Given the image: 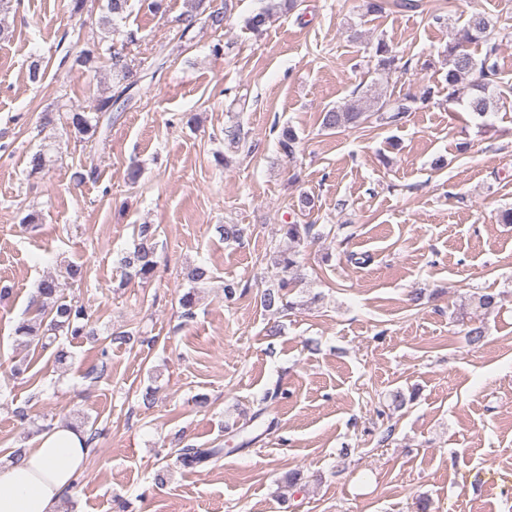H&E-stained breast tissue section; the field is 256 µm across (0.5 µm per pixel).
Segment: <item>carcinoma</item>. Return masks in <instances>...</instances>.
Masks as SVG:
<instances>
[{"label": "carcinoma", "instance_id": "cac0c4a2", "mask_svg": "<svg viewBox=\"0 0 512 512\" xmlns=\"http://www.w3.org/2000/svg\"><path fill=\"white\" fill-rule=\"evenodd\" d=\"M129 7V0H105L103 6L102 26L104 36L101 41L87 46L74 58V64L93 70L101 59L108 56L112 61V71L118 82L124 87L115 94L105 95L98 100L92 112H68L65 115V126L69 132L81 140L96 138L103 133V123H112V112L116 103L129 100L128 92L137 83L133 70L127 61V46L136 41V35L129 32L122 39H114V21L124 16ZM205 16V22L211 27L219 29L224 27L226 12L222 9H209L205 0H193L190 13L184 19L182 34H187L197 23L200 16ZM494 24L483 15L469 18L467 28L462 31L460 38L449 44L446 50L448 59V72L445 81L448 85V99L462 104L465 111L484 116L492 111L495 99L491 93V86L497 78L496 64L491 62L495 48L489 47L482 57L474 56L468 47L480 42L491 40ZM377 62L375 71L388 72L393 69L397 57L389 45L380 40L375 46ZM434 90L426 88L418 99L405 96L394 102H381L379 98L366 92L351 99L342 105L333 107L322 115V126L326 130H345L355 128L375 115L377 120L386 125H397L407 113L415 110L417 102H426L432 98ZM224 136L231 147L244 149L251 154L256 146L249 143L242 135L241 127L233 124L224 128ZM277 142L283 155L289 159L295 157L299 147V137L296 130L284 125L277 133ZM54 147L44 145L28 156L26 171L28 175L35 176L43 173L54 162ZM312 224H283L280 232L288 241L285 249H276L272 255V263L277 270V283L264 290L260 304L266 310L289 309L293 303L287 300L288 288L298 279L299 247L314 240ZM138 243L133 251L122 258L125 275L129 279L147 280L154 275L157 262L155 260L156 228L152 224H138L135 226ZM86 271L83 266L69 264L64 272L56 276H47L38 284V297L43 310L38 320L23 322L18 327V334L31 336L42 342L46 347L56 343L62 337H79L92 333L87 311L80 305L68 302L63 297V288L80 282L85 278ZM474 306L479 311L490 312L498 306L497 295L493 293H475L472 296ZM279 389L267 391L260 399V407L255 411L249 423L255 428L271 430L273 422H268L265 415L268 411V401L277 398ZM224 456V448H184L180 453V462L185 467H196Z\"/></svg>", "mask_w": 512, "mask_h": 512}]
</instances>
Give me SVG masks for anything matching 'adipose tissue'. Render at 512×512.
Here are the masks:
<instances>
[{
    "instance_id": "1",
    "label": "adipose tissue",
    "mask_w": 512,
    "mask_h": 512,
    "mask_svg": "<svg viewBox=\"0 0 512 512\" xmlns=\"http://www.w3.org/2000/svg\"><path fill=\"white\" fill-rule=\"evenodd\" d=\"M87 454L74 430L63 425L44 430L21 460L0 463V512H56Z\"/></svg>"
}]
</instances>
